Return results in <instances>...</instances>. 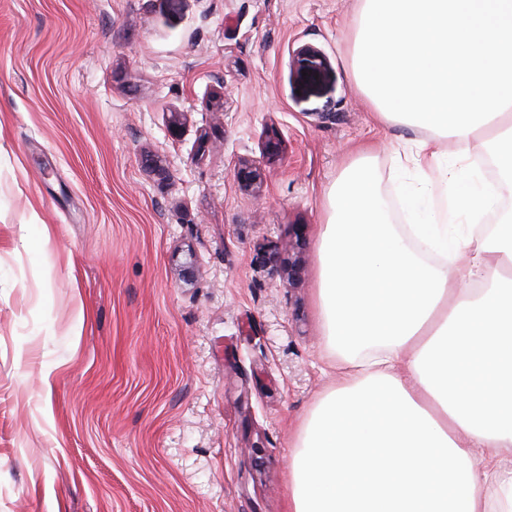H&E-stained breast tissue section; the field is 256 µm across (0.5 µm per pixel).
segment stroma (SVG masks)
<instances>
[{"label": "stroma", "mask_w": 512, "mask_h": 512, "mask_svg": "<svg viewBox=\"0 0 512 512\" xmlns=\"http://www.w3.org/2000/svg\"><path fill=\"white\" fill-rule=\"evenodd\" d=\"M360 9L0 0V512H288L329 382L327 194L368 145L409 223L395 151L430 135L372 123L351 75ZM242 158L259 192L238 186ZM270 241L296 244L298 280L270 272Z\"/></svg>", "instance_id": "stroma-1"}]
</instances>
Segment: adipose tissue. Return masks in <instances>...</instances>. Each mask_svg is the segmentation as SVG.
Returning a JSON list of instances; mask_svg holds the SVG:
<instances>
[{"label":"adipose tissue","instance_id":"1","mask_svg":"<svg viewBox=\"0 0 512 512\" xmlns=\"http://www.w3.org/2000/svg\"><path fill=\"white\" fill-rule=\"evenodd\" d=\"M354 78L378 123L431 130L399 159L421 182L492 151L399 233L371 158L328 195L316 309L333 384L304 418L289 512H512V0H362ZM467 227L459 229L457 218Z\"/></svg>","mask_w":512,"mask_h":512}]
</instances>
